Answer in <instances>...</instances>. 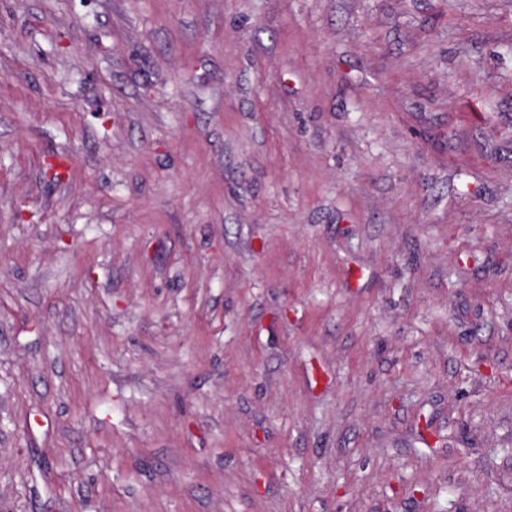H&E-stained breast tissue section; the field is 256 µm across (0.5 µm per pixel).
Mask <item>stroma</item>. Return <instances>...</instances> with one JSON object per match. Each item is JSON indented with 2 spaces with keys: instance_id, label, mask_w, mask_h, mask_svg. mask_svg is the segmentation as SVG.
<instances>
[{
  "instance_id": "stroma-1",
  "label": "stroma",
  "mask_w": 512,
  "mask_h": 512,
  "mask_svg": "<svg viewBox=\"0 0 512 512\" xmlns=\"http://www.w3.org/2000/svg\"><path fill=\"white\" fill-rule=\"evenodd\" d=\"M0 512H512V0H0Z\"/></svg>"
}]
</instances>
